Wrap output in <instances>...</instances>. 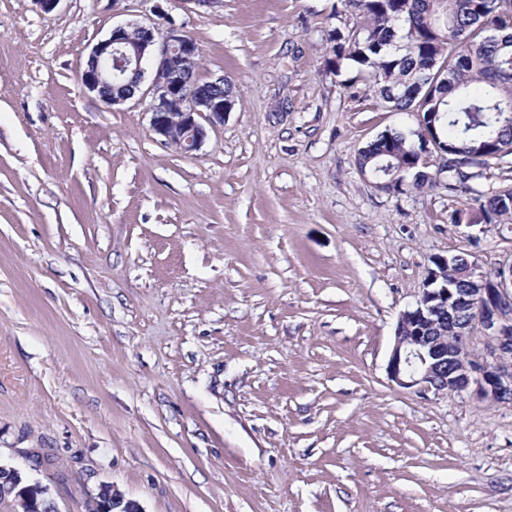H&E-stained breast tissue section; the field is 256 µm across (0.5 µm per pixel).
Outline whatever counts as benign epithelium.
I'll return each instance as SVG.
<instances>
[{"label": "benign epithelium", "mask_w": 512, "mask_h": 512, "mask_svg": "<svg viewBox=\"0 0 512 512\" xmlns=\"http://www.w3.org/2000/svg\"><path fill=\"white\" fill-rule=\"evenodd\" d=\"M165 27L152 21L130 22L112 29L108 38L93 46V65L80 70L83 89L112 107L133 98L148 101L150 126L159 140L182 153L198 150L207 129L224 125L235 97L218 89L224 78L187 82L181 65L196 58L199 47L183 27L155 5ZM138 74L131 95L107 93L113 78L127 70ZM435 268L415 304L399 314L394 344L387 362L388 379L402 389L436 395L472 393L494 404L512 400V265L489 274L477 263L466 275L477 287H448L449 259L434 260ZM487 338L489 353L478 358L470 351L472 335ZM110 483L99 485L100 512H142L136 502L126 504L108 497ZM40 482L22 484L16 468L0 466V495L11 498L16 512H59L53 498H43Z\"/></svg>", "instance_id": "1"}]
</instances>
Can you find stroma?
<instances>
[{"label":"stroma","instance_id":"obj_1","mask_svg":"<svg viewBox=\"0 0 512 512\" xmlns=\"http://www.w3.org/2000/svg\"><path fill=\"white\" fill-rule=\"evenodd\" d=\"M339 3L165 0L236 92L184 154L77 78L153 0H0V465L60 512H512V403L386 372L434 258L512 266V224L360 174L416 119L326 71ZM112 488L111 483H102L99 485L100 490V496L96 501H94V505L97 506L100 510V512H142L140 506L135 501L133 502H127L124 506L122 505L123 502L118 500L114 493L112 494L111 490V497H108L107 492ZM112 499V510L109 506V500Z\"/></svg>","mask_w":512,"mask_h":512}]
</instances>
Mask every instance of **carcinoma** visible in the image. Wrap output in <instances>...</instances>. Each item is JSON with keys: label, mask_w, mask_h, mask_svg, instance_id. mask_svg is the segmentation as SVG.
<instances>
[{"label": "carcinoma", "mask_w": 512, "mask_h": 512, "mask_svg": "<svg viewBox=\"0 0 512 512\" xmlns=\"http://www.w3.org/2000/svg\"><path fill=\"white\" fill-rule=\"evenodd\" d=\"M342 2L353 24L329 31L326 67L356 71L381 106L417 117L415 130L387 132L358 151L357 166L382 191L469 192L470 181L512 157V119L501 110L512 100V8L497 0ZM470 200L476 217L460 211L452 223H512V187Z\"/></svg>", "instance_id": "obj_1"}]
</instances>
